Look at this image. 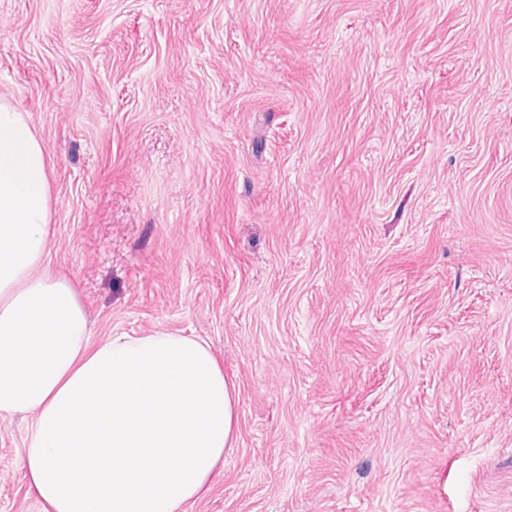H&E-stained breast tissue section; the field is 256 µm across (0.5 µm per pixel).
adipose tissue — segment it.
Wrapping results in <instances>:
<instances>
[{
  "label": "adipose tissue",
  "instance_id": "ef3b65f1",
  "mask_svg": "<svg viewBox=\"0 0 512 512\" xmlns=\"http://www.w3.org/2000/svg\"><path fill=\"white\" fill-rule=\"evenodd\" d=\"M50 172L1 98L0 417L28 420V488L43 512H185L235 441L234 386L199 338L92 344L77 282L49 259Z\"/></svg>",
  "mask_w": 512,
  "mask_h": 512
}]
</instances>
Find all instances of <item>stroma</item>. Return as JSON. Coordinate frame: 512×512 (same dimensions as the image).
I'll use <instances>...</instances> for the list:
<instances>
[{
  "mask_svg": "<svg viewBox=\"0 0 512 512\" xmlns=\"http://www.w3.org/2000/svg\"><path fill=\"white\" fill-rule=\"evenodd\" d=\"M0 97L94 344L235 387L187 512H512V0H0Z\"/></svg>",
  "mask_w": 512,
  "mask_h": 512,
  "instance_id": "35a3bbf8",
  "label": "stroma"
}]
</instances>
